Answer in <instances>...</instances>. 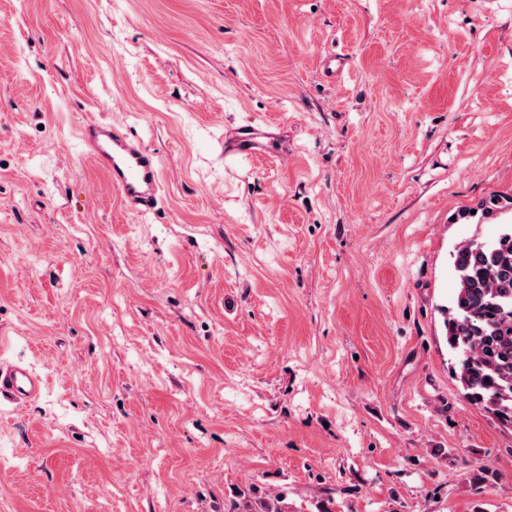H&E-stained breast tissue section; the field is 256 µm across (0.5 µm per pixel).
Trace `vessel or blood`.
Wrapping results in <instances>:
<instances>
[{
    "label": "vessel or blood",
    "instance_id": "b4317fda",
    "mask_svg": "<svg viewBox=\"0 0 512 512\" xmlns=\"http://www.w3.org/2000/svg\"><path fill=\"white\" fill-rule=\"evenodd\" d=\"M79 139L86 155L110 176L125 210L142 216L156 209L161 189V167L156 153L137 134L112 123L82 125ZM40 392L38 378L20 366L0 370V394L21 403Z\"/></svg>",
    "mask_w": 512,
    "mask_h": 512
}]
</instances>
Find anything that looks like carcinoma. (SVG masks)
<instances>
[{
  "label": "carcinoma",
  "mask_w": 512,
  "mask_h": 512,
  "mask_svg": "<svg viewBox=\"0 0 512 512\" xmlns=\"http://www.w3.org/2000/svg\"><path fill=\"white\" fill-rule=\"evenodd\" d=\"M458 287L445 321L456 352L463 396L512 428V229L491 242H470L454 260ZM228 512H285L283 498L269 495L259 509L248 501Z\"/></svg>",
  "instance_id": "1"
}]
</instances>
